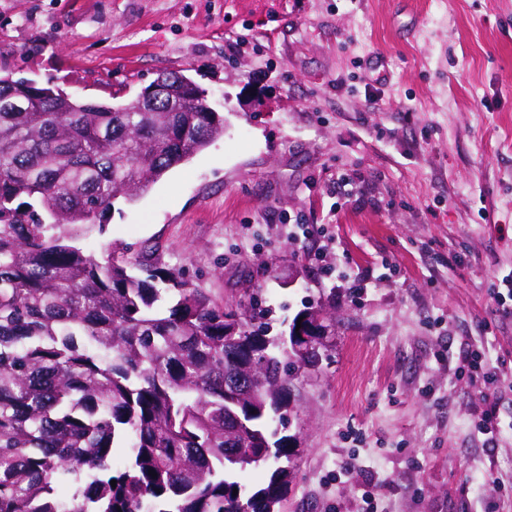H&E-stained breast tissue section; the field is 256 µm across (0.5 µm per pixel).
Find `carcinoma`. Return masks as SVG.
<instances>
[{"instance_id": "obj_1", "label": "carcinoma", "mask_w": 512, "mask_h": 512, "mask_svg": "<svg viewBox=\"0 0 512 512\" xmlns=\"http://www.w3.org/2000/svg\"><path fill=\"white\" fill-rule=\"evenodd\" d=\"M154 84L111 106L0 75V512H283L292 490L279 425L335 318L306 307L284 343L258 303L218 306L72 232L224 133L186 77ZM254 361L255 383L224 393ZM271 460L259 487L238 481Z\"/></svg>"}]
</instances>
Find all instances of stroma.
I'll return each mask as SVG.
<instances>
[{
  "instance_id": "stroma-1",
  "label": "stroma",
  "mask_w": 512,
  "mask_h": 512,
  "mask_svg": "<svg viewBox=\"0 0 512 512\" xmlns=\"http://www.w3.org/2000/svg\"><path fill=\"white\" fill-rule=\"evenodd\" d=\"M162 72L224 135L84 244L157 247L216 304L257 297L274 336L335 297L285 512H360L370 483L379 512H512V392L483 447L449 365L470 341L512 369L489 295L512 272V0H0L1 75L117 105Z\"/></svg>"
}]
</instances>
